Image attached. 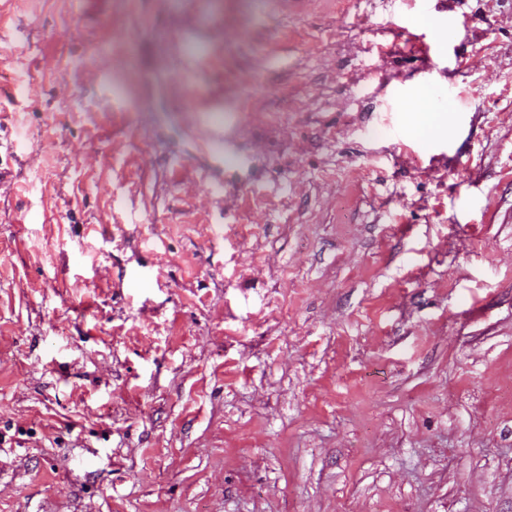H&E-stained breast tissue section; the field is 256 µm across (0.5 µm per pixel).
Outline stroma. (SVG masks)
<instances>
[{
  "instance_id": "stroma-1",
  "label": "stroma",
  "mask_w": 512,
  "mask_h": 512,
  "mask_svg": "<svg viewBox=\"0 0 512 512\" xmlns=\"http://www.w3.org/2000/svg\"><path fill=\"white\" fill-rule=\"evenodd\" d=\"M0 512H512V0H0ZM447 111L445 108L438 106H431L429 115L426 116L425 121L422 125L421 131L424 140H430L436 135L444 134L448 130L446 116L442 114Z\"/></svg>"
}]
</instances>
